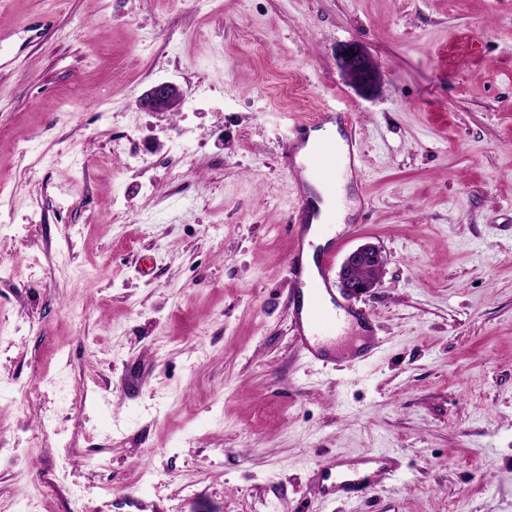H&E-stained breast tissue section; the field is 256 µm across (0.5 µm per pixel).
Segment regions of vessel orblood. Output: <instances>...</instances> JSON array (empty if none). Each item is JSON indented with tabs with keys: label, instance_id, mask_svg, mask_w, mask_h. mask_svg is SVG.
I'll use <instances>...</instances> for the list:
<instances>
[{
	"label": "vessel or blood",
	"instance_id": "vessel-or-blood-1",
	"mask_svg": "<svg viewBox=\"0 0 512 512\" xmlns=\"http://www.w3.org/2000/svg\"><path fill=\"white\" fill-rule=\"evenodd\" d=\"M343 121L351 125L350 113L335 115L332 112L320 113L313 125L296 126L283 153L284 165L298 182H305L307 175H314L325 184H333L336 178L335 140L323 138L316 142L306 156L304 163H296L295 157L309 135L310 128L322 129ZM294 222L290 226L293 247L288 254L287 265L294 286V300L291 308V325L298 350L316 361L326 362L335 354L336 339L346 328L356 322L366 321L363 311L337 303L334 281L330 274L329 260L336 248L335 240H328L322 248V254L315 270H308L304 262L307 249V235L312 221L318 212L309 194H299L293 205ZM324 494L331 495L337 490H346L358 495L373 491L374 484L360 477L357 468L343 458H336L323 466Z\"/></svg>",
	"mask_w": 512,
	"mask_h": 512
}]
</instances>
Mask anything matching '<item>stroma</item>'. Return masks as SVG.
<instances>
[{
	"label": "stroma",
	"mask_w": 512,
	"mask_h": 512,
	"mask_svg": "<svg viewBox=\"0 0 512 512\" xmlns=\"http://www.w3.org/2000/svg\"><path fill=\"white\" fill-rule=\"evenodd\" d=\"M0 29V512H512V0H0ZM160 82L184 103L142 111ZM278 84L356 120L365 364L352 327L332 363L294 344ZM371 451L394 477L322 498ZM339 65L346 82L363 94L375 90L379 78L372 57L357 43L343 46ZM378 464L377 473L389 472L386 465V458L377 453L370 452L363 456L357 467H351L345 459L336 457V460L329 461L323 465V496L335 494L337 490H347L357 495H367L374 489V482L367 477L363 478L358 475L359 465ZM334 470V474L333 471ZM327 481V484H323Z\"/></svg>",
	"instance_id": "obj_1"
}]
</instances>
